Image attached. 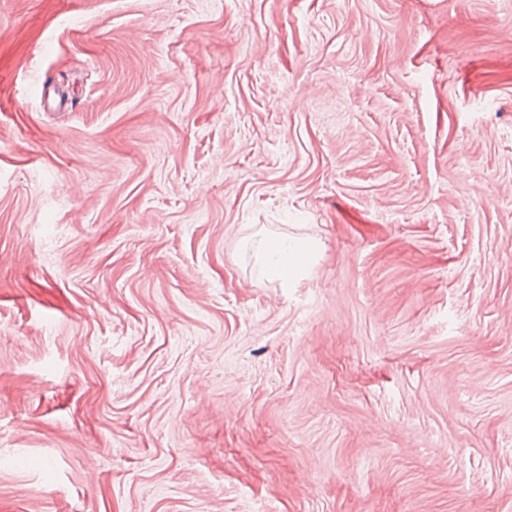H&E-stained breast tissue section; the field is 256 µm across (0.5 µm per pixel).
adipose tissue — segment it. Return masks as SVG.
<instances>
[{"instance_id": "obj_1", "label": "adipose tissue", "mask_w": 512, "mask_h": 512, "mask_svg": "<svg viewBox=\"0 0 512 512\" xmlns=\"http://www.w3.org/2000/svg\"><path fill=\"white\" fill-rule=\"evenodd\" d=\"M318 250V243L306 239L269 238L262 245L260 260L267 277L285 288L314 260Z\"/></svg>"}]
</instances>
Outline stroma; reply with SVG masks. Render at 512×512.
Returning a JSON list of instances; mask_svg holds the SVG:
<instances>
[{
  "mask_svg": "<svg viewBox=\"0 0 512 512\" xmlns=\"http://www.w3.org/2000/svg\"><path fill=\"white\" fill-rule=\"evenodd\" d=\"M0 512H512V0H0ZM318 250V243L306 239L268 238L263 242L260 260L267 277L285 288L314 260Z\"/></svg>",
  "mask_w": 512,
  "mask_h": 512,
  "instance_id": "35a3bbf8",
  "label": "stroma"
}]
</instances>
